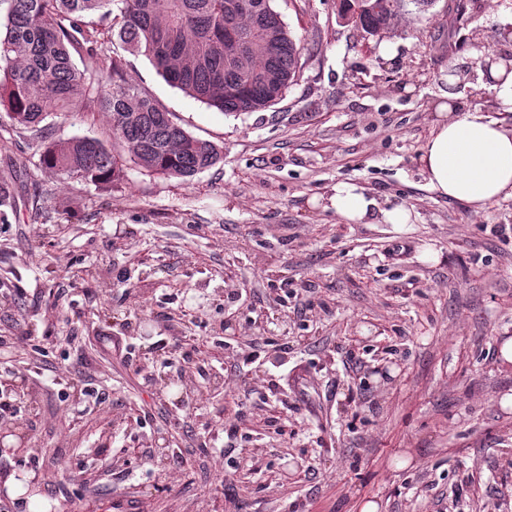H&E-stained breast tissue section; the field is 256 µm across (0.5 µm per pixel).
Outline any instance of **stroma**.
<instances>
[{
    "label": "stroma",
    "instance_id": "obj_1",
    "mask_svg": "<svg viewBox=\"0 0 512 512\" xmlns=\"http://www.w3.org/2000/svg\"><path fill=\"white\" fill-rule=\"evenodd\" d=\"M306 50L297 84L272 107L226 115L113 46L129 81L222 159L191 181L129 166L98 188L40 168L28 132L0 135V333L53 332L49 357L89 363L112 408L72 425L56 392L26 402L33 452L0 455V512H512V198L473 212L430 192L416 158L440 100L512 126L487 83V59L512 60V0H406L369 36L336 0H273ZM55 136L103 137L104 114L52 117ZM384 208L413 209L406 231L347 224L325 206L336 183ZM433 260H424V253ZM240 294L234 305L227 292ZM232 322L230 343L220 323ZM130 337L132 363L103 335ZM186 337L213 365L263 337L273 346L219 390L180 382L157 347ZM154 370L161 397L137 366ZM197 408L175 407L182 391ZM232 468L197 440L218 419ZM135 448L168 434L185 460L121 472L99 446ZM256 449L268 467L239 469Z\"/></svg>",
    "mask_w": 512,
    "mask_h": 512
}]
</instances>
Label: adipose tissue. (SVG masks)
<instances>
[{"mask_svg":"<svg viewBox=\"0 0 512 512\" xmlns=\"http://www.w3.org/2000/svg\"><path fill=\"white\" fill-rule=\"evenodd\" d=\"M437 110L443 119L434 124L417 157L426 187L476 212L512 198V128L478 108L459 112L442 103ZM329 204L348 224L402 229L415 221L412 209L379 208L352 183L336 184Z\"/></svg>","mask_w":512,"mask_h":512,"instance_id":"ef3b65f1","label":"adipose tissue"}]
</instances>
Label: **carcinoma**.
<instances>
[{"label":"carcinoma","instance_id":"carcinoma-1","mask_svg":"<svg viewBox=\"0 0 512 512\" xmlns=\"http://www.w3.org/2000/svg\"><path fill=\"white\" fill-rule=\"evenodd\" d=\"M0 1L7 4L0 15V113L11 130L40 139V166L67 181L114 186L130 163L190 181L221 159L215 144L192 136L130 85L120 58H104L116 41L146 56L171 85L225 114L266 110L300 77L304 47L272 0ZM402 2L338 0L337 12L375 35ZM227 28L248 46L242 66L224 49ZM77 107L107 114L112 144L51 138L46 119Z\"/></svg>","mask_w":512,"mask_h":512}]
</instances>
